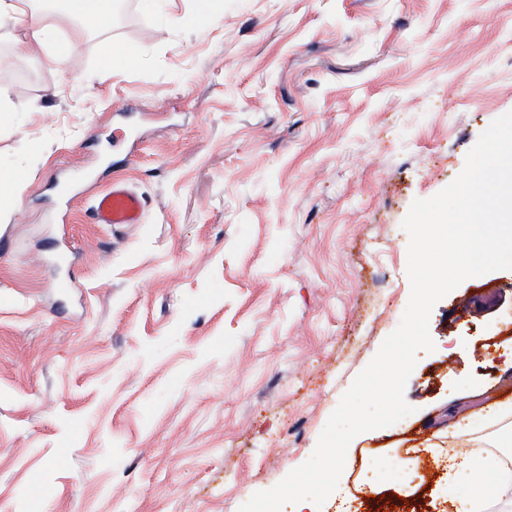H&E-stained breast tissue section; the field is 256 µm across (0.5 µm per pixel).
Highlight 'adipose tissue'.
<instances>
[{
    "label": "adipose tissue",
    "mask_w": 512,
    "mask_h": 512,
    "mask_svg": "<svg viewBox=\"0 0 512 512\" xmlns=\"http://www.w3.org/2000/svg\"><path fill=\"white\" fill-rule=\"evenodd\" d=\"M112 0H0V18L23 29L17 41L19 56L29 57L46 50L54 42L53 23L58 19L79 22L111 15ZM444 480L455 488L452 512H489L492 503L512 505V454L499 451L440 455Z\"/></svg>",
    "instance_id": "ef3b65f1"
}]
</instances>
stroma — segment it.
<instances>
[{"mask_svg": "<svg viewBox=\"0 0 512 512\" xmlns=\"http://www.w3.org/2000/svg\"><path fill=\"white\" fill-rule=\"evenodd\" d=\"M125 7L60 23L56 68L0 21V512H238L275 486L401 321L412 201L512 111V0ZM115 180L143 223L92 222ZM510 313L512 270L435 306L413 412L350 443L346 495L366 454L455 453L456 422L494 443Z\"/></svg>", "mask_w": 512, "mask_h": 512, "instance_id": "35a3bbf8", "label": "stroma"}]
</instances>
